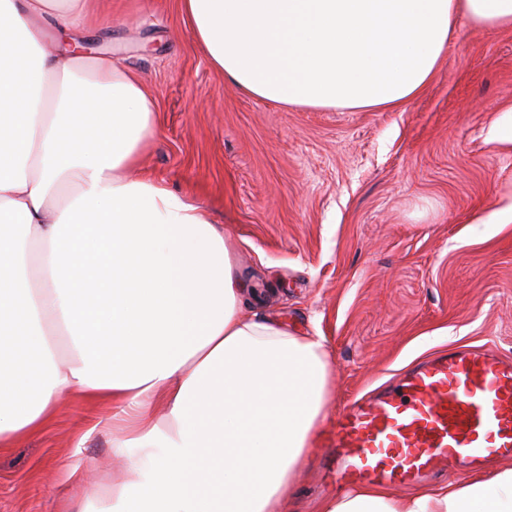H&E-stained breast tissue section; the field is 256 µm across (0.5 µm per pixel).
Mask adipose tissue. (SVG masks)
<instances>
[{
    "label": "adipose tissue",
    "instance_id": "ef3b65f1",
    "mask_svg": "<svg viewBox=\"0 0 512 512\" xmlns=\"http://www.w3.org/2000/svg\"><path fill=\"white\" fill-rule=\"evenodd\" d=\"M211 65L289 107L393 110L421 94L458 16L512 29V0H181ZM87 0H0V446L65 397L112 408L123 479L96 512H282L325 415L324 337L247 315L223 226L134 178L155 126L109 55L52 49ZM323 512H512L486 481Z\"/></svg>",
    "mask_w": 512,
    "mask_h": 512
}]
</instances>
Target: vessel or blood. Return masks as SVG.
<instances>
[{"label":"vessel or blood","mask_w":512,"mask_h":512,"mask_svg":"<svg viewBox=\"0 0 512 512\" xmlns=\"http://www.w3.org/2000/svg\"><path fill=\"white\" fill-rule=\"evenodd\" d=\"M330 440L340 487L409 485L451 458L477 468L512 457V361L489 350L442 353L398 388L341 410Z\"/></svg>","instance_id":"vessel-or-blood-1"}]
</instances>
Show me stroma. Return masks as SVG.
<instances>
[{
	"instance_id": "stroma-1",
	"label": "stroma",
	"mask_w": 512,
	"mask_h": 512,
	"mask_svg": "<svg viewBox=\"0 0 512 512\" xmlns=\"http://www.w3.org/2000/svg\"><path fill=\"white\" fill-rule=\"evenodd\" d=\"M78 37L117 56L156 105L141 174L200 203L231 233L265 314L324 336L334 372L325 422L439 349L512 358V147L489 141L512 107V30L459 18L434 81L396 110L285 107L209 63L180 0H92ZM109 405L62 401L38 433L0 447V512H66L122 474ZM316 438L285 512L337 492Z\"/></svg>"
}]
</instances>
